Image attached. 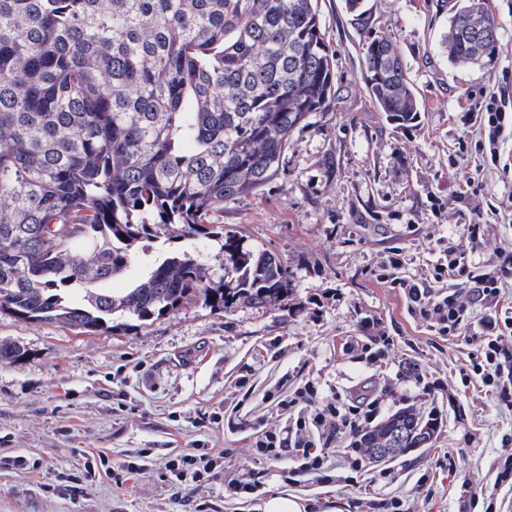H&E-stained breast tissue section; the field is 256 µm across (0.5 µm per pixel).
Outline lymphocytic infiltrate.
Here are the masks:
<instances>
[{"mask_svg":"<svg viewBox=\"0 0 512 512\" xmlns=\"http://www.w3.org/2000/svg\"><path fill=\"white\" fill-rule=\"evenodd\" d=\"M446 270L458 287L448 294L433 286L411 285L407 290L410 308L442 335L456 336L473 319L472 299L499 301L503 284L512 277V248L497 251L483 273L473 274L461 256L449 252ZM482 339L469 370L479 376L485 386L494 388L502 400L512 399V317L501 322L481 324ZM377 400L362 399L351 404L336 396L326 399L311 411L299 412L290 430L288 443H279L266 432L257 437L251 454L257 460L277 459L289 455L288 475L306 477L320 475L340 440L357 436L374 422ZM217 457L192 449L169 461L167 471L173 489L200 490L199 477L219 468Z\"/></svg>","mask_w":512,"mask_h":512,"instance_id":"f902f5d3","label":"lymphocytic infiltrate"}]
</instances>
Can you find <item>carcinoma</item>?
Here are the masks:
<instances>
[{
	"mask_svg": "<svg viewBox=\"0 0 512 512\" xmlns=\"http://www.w3.org/2000/svg\"><path fill=\"white\" fill-rule=\"evenodd\" d=\"M481 19L495 23L487 0ZM450 0L444 47L456 39ZM369 29L366 0H345ZM362 83L402 127L420 94L383 32L363 44ZM336 54L320 0H0V309L29 321L108 330L191 301L228 312L281 302L294 284L277 256L246 249L224 205L285 170L293 134L335 101ZM220 243L224 276L188 249L126 293L102 285L156 241ZM403 408L360 436L376 453Z\"/></svg>",
	"mask_w": 512,
	"mask_h": 512,
	"instance_id": "1",
	"label": "carcinoma"
}]
</instances>
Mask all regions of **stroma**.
Masks as SVG:
<instances>
[{"mask_svg": "<svg viewBox=\"0 0 512 512\" xmlns=\"http://www.w3.org/2000/svg\"><path fill=\"white\" fill-rule=\"evenodd\" d=\"M491 3L498 52L481 71L449 63L442 0H368L371 30L395 35L422 96L417 119L400 128L360 87L368 32L353 25L344 0H321L336 104L295 132L284 176L224 206L225 226L247 248L287 263L294 289L280 305L224 314L191 302L104 332L0 312V342L26 351L0 360V455L36 463L0 469V512H193V500L173 498L162 458L194 446L226 452L204 494L217 512H256L274 493L326 512H366L368 501L394 496L412 512H512V476L501 475L512 406L463 377L474 346L439 337L409 313L401 288L378 277L394 252L403 259L397 277L432 276L476 209L487 220L477 259L512 245V137L497 155L479 151L470 98L493 81L512 111V0ZM474 169L483 180L463 194ZM381 335L393 343L374 361L367 344ZM304 384L328 398L366 391L384 417L406 406L435 414L436 437L381 461L383 478L365 469L341 483L292 484L281 478L286 461H271L259 491L225 497V475L252 467L255 438L295 420L280 397ZM206 413L221 422L202 423ZM141 448L155 454L123 486L105 477L61 493L90 455L116 461Z\"/></svg>", "mask_w": 512, "mask_h": 512, "instance_id": "stroma-1", "label": "stroma"}]
</instances>
